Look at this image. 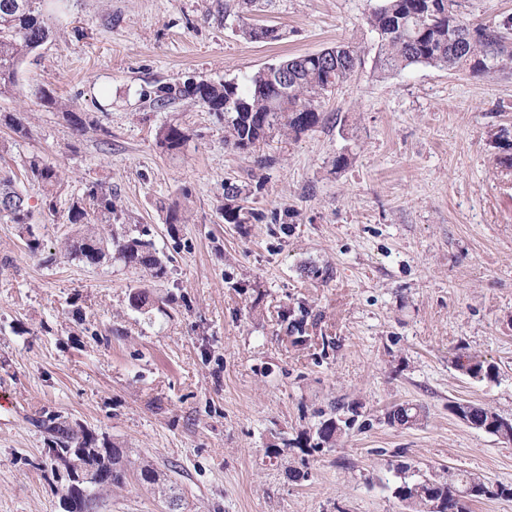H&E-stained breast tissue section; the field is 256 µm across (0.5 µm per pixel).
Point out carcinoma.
I'll return each instance as SVG.
<instances>
[{
    "instance_id": "carcinoma-1",
    "label": "carcinoma",
    "mask_w": 512,
    "mask_h": 512,
    "mask_svg": "<svg viewBox=\"0 0 512 512\" xmlns=\"http://www.w3.org/2000/svg\"><path fill=\"white\" fill-rule=\"evenodd\" d=\"M53 7L52 0H0V94L12 90L25 56L35 51L49 37L46 13ZM460 0H377L367 22L377 35L375 68L381 71L404 70L414 65H427L449 71L465 70L473 76L512 70V17L499 24H470L462 17ZM247 38L273 42L282 39L277 28L266 32L261 27L243 29ZM288 67V89L283 91L271 73L273 67H264L249 76L243 84L226 81L215 84L200 80L187 81L179 86L157 89L152 105L163 109L182 99H192L209 111L224 115L229 144L238 150H248L277 129L296 134L315 128L320 122L318 108L343 83L351 79L364 64L361 51L338 45L328 49L327 55L304 54L283 60ZM160 143L169 150L181 148L186 133L177 125H166L159 132ZM500 154L497 161L502 170L512 172V132L506 128L497 136ZM28 181L52 189L60 179L59 167L38 157L28 160ZM88 196L103 217L112 214V192L93 186ZM20 225L29 236V247L37 249L39 240L33 233V212L29 197L19 189L12 175L0 171V219ZM70 254L78 261L97 265L112 256L124 265L148 270L160 277L166 273L167 262L161 259L154 244L140 237L104 238L84 233L68 245ZM455 369L477 380L496 376L495 365L470 353L454 357ZM450 408H458L463 417L485 432L498 435L495 427L500 414L479 405L456 401ZM350 413L347 418L332 415L316 427L315 447L334 446L342 438L357 415L355 403L340 406ZM405 412L418 422L423 407L418 404L397 406L388 415L395 423L399 412ZM50 465L53 471L64 470L70 484L66 499L91 500L99 503L114 487L126 483L119 448H98L93 435L75 430L66 423L50 420ZM92 473L99 477L95 483L84 480ZM424 474L410 466L398 470L399 481L395 497L413 500V512H428V504H439L440 512H470V503L483 497L512 498V484H491L484 478L467 472H455L445 481L422 482Z\"/></svg>"
}]
</instances>
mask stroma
I'll return each instance as SVG.
<instances>
[{"instance_id": "stroma-1", "label": "stroma", "mask_w": 512, "mask_h": 512, "mask_svg": "<svg viewBox=\"0 0 512 512\" xmlns=\"http://www.w3.org/2000/svg\"><path fill=\"white\" fill-rule=\"evenodd\" d=\"M374 4L63 0L49 12L50 39L0 95V115L29 129L0 124V169L26 189L39 240L29 248L0 220V387L16 397L0 416V512H65L68 478L43 465L50 416L123 450L128 481L100 512H406L393 494L403 464L512 483V442L448 410L459 399L512 418V176L495 161L512 72L379 71ZM246 25L285 37L252 41ZM339 44L365 64L322 102L321 123L251 152L227 146L223 119L192 100L152 106L165 85L240 83ZM170 123L188 136L173 151L159 143ZM33 156L60 166L51 191L26 181ZM97 185L112 192L110 220L70 223ZM88 230L148 233L167 275L72 259L66 241ZM141 283L138 312L127 295ZM460 352L498 378L463 375ZM351 402L352 428L316 447L315 425ZM408 402L423 418L389 424ZM146 464L153 491L136 479Z\"/></svg>"}]
</instances>
